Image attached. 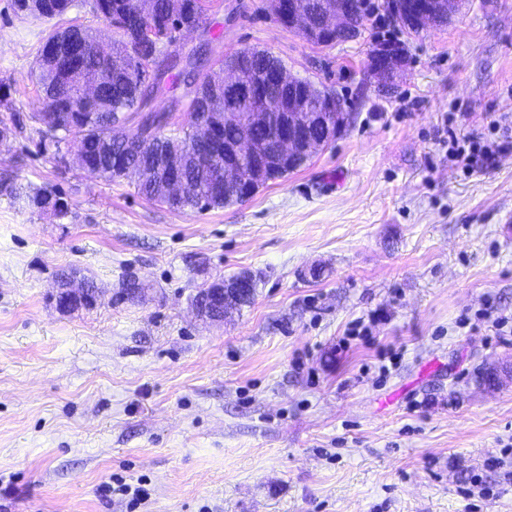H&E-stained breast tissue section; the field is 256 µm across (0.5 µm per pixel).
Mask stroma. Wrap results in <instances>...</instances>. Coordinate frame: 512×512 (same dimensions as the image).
I'll use <instances>...</instances> for the list:
<instances>
[{
  "label": "stroma",
  "mask_w": 512,
  "mask_h": 512,
  "mask_svg": "<svg viewBox=\"0 0 512 512\" xmlns=\"http://www.w3.org/2000/svg\"><path fill=\"white\" fill-rule=\"evenodd\" d=\"M372 2L361 38L325 48L265 0H205L213 59L269 50L351 119L305 167L198 212L61 162L75 142L39 151L45 35L112 31L91 0L49 21L0 0V182L68 204L0 194V512H512V151L471 173L448 154L512 114V0L412 36ZM388 34L410 64L385 93L367 54ZM70 269L96 307L57 309ZM242 271L253 303L199 320L198 290ZM358 319L371 342L347 340ZM115 477L149 499L103 498ZM4 191L15 199H25L29 201V204L40 210H52L55 208L59 200H63L62 197L46 193H36L34 195H27L21 191V188L16 187L10 183H3Z\"/></svg>",
  "instance_id": "35a3bbf8"
}]
</instances>
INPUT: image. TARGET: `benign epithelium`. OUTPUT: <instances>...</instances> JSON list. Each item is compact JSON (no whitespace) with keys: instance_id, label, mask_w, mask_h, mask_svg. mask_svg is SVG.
I'll return each instance as SVG.
<instances>
[{"instance_id":"obj_1","label":"benign epithelium","mask_w":512,"mask_h":512,"mask_svg":"<svg viewBox=\"0 0 512 512\" xmlns=\"http://www.w3.org/2000/svg\"><path fill=\"white\" fill-rule=\"evenodd\" d=\"M461 3L462 0H394L390 3L389 14L404 31L414 34L451 18L459 11ZM266 9L279 24L296 31L305 40L321 45H328L357 27L349 8V0H323L316 13L304 11L292 0H266ZM100 56L106 57L107 70L103 76L84 87L79 99L73 103L76 112L81 109L84 97L101 96L102 86L112 79V74L127 69L126 60L121 56H107L103 52ZM407 66L408 59L397 46L382 48L374 45L369 49L368 76L379 87L394 85ZM273 77L286 87L305 85V80L286 68H276ZM212 79L223 87L224 95L208 100V111L199 116L197 140L216 142L226 126L241 131V135L234 140L217 145L209 160L224 174V182L215 184L214 190L236 185L243 188L245 200L256 192L258 183L272 169L309 157L318 148L330 144L329 140L316 138L309 133L313 121L318 119L327 127L334 124L339 133L349 120L344 103L332 91L322 94L318 100L309 95L293 93L283 100L281 111H268L262 94V80L252 75L241 62L236 61L214 70ZM258 126L271 131L276 147L272 159L254 141L246 138L247 130ZM185 154L183 142L174 139L170 143L169 152L154 158L152 165L144 162L138 165L118 162L113 170L138 181L152 166L165 176L160 183V193L170 198H179L188 189L186 182L180 178ZM249 285L250 281L244 278L232 282L222 278L212 281L198 292L193 301L196 316L205 321H223L224 316L236 308L230 297L231 292ZM56 294L63 296V300L56 302V305L65 312L93 308L101 297L100 289L91 290L87 283L75 277L58 285Z\"/></svg>"}]
</instances>
